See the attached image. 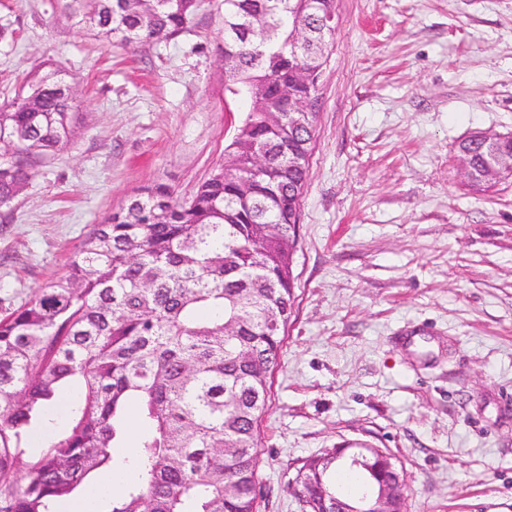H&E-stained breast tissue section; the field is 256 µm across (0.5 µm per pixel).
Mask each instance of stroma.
Segmentation results:
<instances>
[{
  "mask_svg": "<svg viewBox=\"0 0 512 512\" xmlns=\"http://www.w3.org/2000/svg\"><path fill=\"white\" fill-rule=\"evenodd\" d=\"M294 255V315L260 428L258 512H301L289 463L363 443L405 512H512V179L479 192L458 144L512 133V0H337ZM0 103L43 64L79 125L0 208V299L65 276L140 187L189 198L248 110L224 76V5L149 50L0 0Z\"/></svg>",
  "mask_w": 512,
  "mask_h": 512,
  "instance_id": "35a3bbf8",
  "label": "stroma"
}]
</instances>
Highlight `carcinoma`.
I'll return each mask as SVG.
<instances>
[{
    "label": "carcinoma",
    "mask_w": 512,
    "mask_h": 512,
    "mask_svg": "<svg viewBox=\"0 0 512 512\" xmlns=\"http://www.w3.org/2000/svg\"><path fill=\"white\" fill-rule=\"evenodd\" d=\"M196 0H62L73 25L109 42L142 47L181 34ZM336 0H224V71L249 110L226 162L189 198L154 183L96 224L68 274L18 306L0 309V512H60L93 484V512H254L262 486L258 436L281 363L294 303L292 255ZM309 39H288L295 21ZM282 52L288 69L271 71ZM283 81L307 108L292 125L277 102L254 95ZM276 117H271V114ZM73 91L56 71L34 73L29 91L0 106V208L32 180L43 159L74 139ZM470 153L468 185L483 191L486 147ZM268 157L254 170L251 158ZM65 387L68 425L51 409ZM143 433L124 447L130 408ZM46 438L25 457L30 432ZM346 468L336 451L288 466L302 512H323L343 493L344 468L375 481L382 463ZM131 471L118 493L106 484Z\"/></svg>",
    "instance_id": "carcinoma-1"
}]
</instances>
